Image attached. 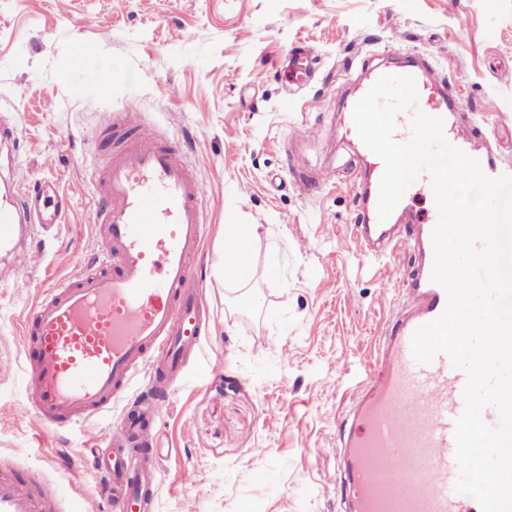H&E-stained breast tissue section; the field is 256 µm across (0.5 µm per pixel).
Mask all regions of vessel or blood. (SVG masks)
Wrapping results in <instances>:
<instances>
[{"mask_svg":"<svg viewBox=\"0 0 512 512\" xmlns=\"http://www.w3.org/2000/svg\"><path fill=\"white\" fill-rule=\"evenodd\" d=\"M313 58L305 45L292 46L281 64L289 85L310 84ZM395 73L414 79L416 111L442 118L449 143L478 160L487 176L512 175V162L485 144L484 119H475L471 134L457 131L450 88L434 64L400 66ZM379 77L374 71L353 83L343 104L345 135L358 143L367 175L359 238L381 245L405 286L404 301L340 424L345 467L334 482L344 512H475L455 490L454 429L467 375L447 354L421 363L411 350L414 331L447 303L445 290L431 279L439 220L431 175L421 172L389 219L379 221L384 165L360 145L351 118ZM92 184L103 201L98 255L77 277L46 289L21 324L22 342L33 351L26 363L28 409L48 427L71 429L111 413L143 383L148 400L141 414L114 421L96 459L114 512H148L158 481L154 424L185 380L213 319L198 277L205 188L181 144L158 132L105 158ZM418 195L429 201L421 215L409 211ZM69 211L67 195L54 182L24 198L1 193L0 241L19 245L25 225L51 229L65 223ZM57 495L54 488L37 492L0 475V512H48Z\"/></svg>","mask_w":512,"mask_h":512,"instance_id":"1","label":"vessel or blood"}]
</instances>
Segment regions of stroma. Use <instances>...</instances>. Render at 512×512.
<instances>
[{"mask_svg":"<svg viewBox=\"0 0 512 512\" xmlns=\"http://www.w3.org/2000/svg\"><path fill=\"white\" fill-rule=\"evenodd\" d=\"M396 34L442 52L458 122L483 116L512 160V0H0V114L20 135L0 146V185L54 181L72 202L57 231L25 229L32 255L0 281V469L68 489L55 512H75L99 480L91 438L136 412L126 399L84 428L44 427L24 409L18 333L43 290L98 253L96 138L133 103L183 142L205 186L215 312L156 424V512H338L337 427L401 301L394 267L361 255L360 160L340 107L348 79L405 64ZM300 41L318 71L296 89L277 63ZM326 169L335 177L306 195L300 180ZM228 224L259 227L244 286L224 278Z\"/></svg>","mask_w":512,"mask_h":512,"instance_id":"35a3bbf8","label":"stroma"}]
</instances>
